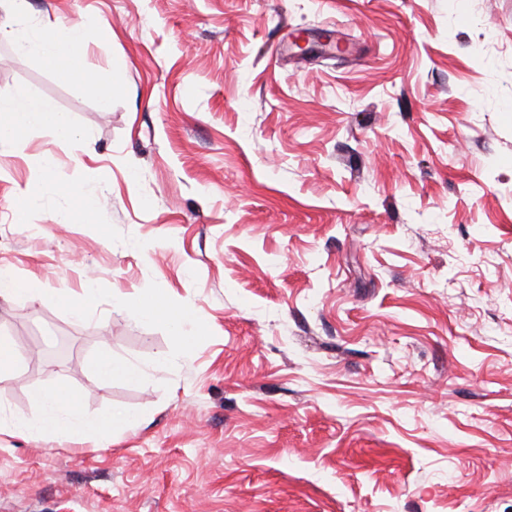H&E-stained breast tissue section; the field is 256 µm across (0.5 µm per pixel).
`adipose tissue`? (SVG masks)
I'll return each mask as SVG.
<instances>
[{
    "label": "adipose tissue",
    "instance_id": "ef3b65f1",
    "mask_svg": "<svg viewBox=\"0 0 512 512\" xmlns=\"http://www.w3.org/2000/svg\"><path fill=\"white\" fill-rule=\"evenodd\" d=\"M23 33L22 49L40 58L60 78L71 80L84 76L89 69L86 46L91 38H111V30L102 28L89 31L82 26L64 29L53 27L34 28L30 25L29 0H0V38ZM39 130L50 137L71 141L75 133L67 117L48 101L34 100L20 93L9 103H0V153L13 154L25 149L31 131ZM24 293L36 299H58L66 304L76 317H84L97 298L93 277H86L80 292L52 293L41 283L19 282L10 270L0 268V299ZM140 315L145 319H163L183 344L193 342L185 326L195 317L193 308L172 307L157 294H144L137 300ZM42 408L38 422L18 418L8 424V431L17 435L40 433L56 439L75 440L89 434H103L115 427L133 430L141 419L130 412H107L95 418H86L76 394L68 387L59 385L48 392H37Z\"/></svg>",
    "mask_w": 512,
    "mask_h": 512
}]
</instances>
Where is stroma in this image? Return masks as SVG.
<instances>
[{
	"mask_svg": "<svg viewBox=\"0 0 512 512\" xmlns=\"http://www.w3.org/2000/svg\"><path fill=\"white\" fill-rule=\"evenodd\" d=\"M31 2L112 37L70 81L0 40V101L78 134L0 155V267L98 294L0 299V419L143 423L0 432V512H512V0ZM137 305L142 318L165 320L174 333L181 337L183 344L188 345L194 341L195 336L185 331V325L195 318V312L190 306L171 307L157 294H142ZM96 375L103 381L125 379L136 381L141 378V369L129 362L117 360L112 354H103L91 363ZM42 415L37 423L23 418L14 419L6 429L17 435H30L34 431L56 439L75 440L88 434H103L121 426L134 430L141 424L138 415L126 412H107L88 419L82 413L76 394L64 385H57L51 391L36 393Z\"/></svg>",
	"mask_w": 512,
	"mask_h": 512,
	"instance_id": "1",
	"label": "stroma"
}]
</instances>
